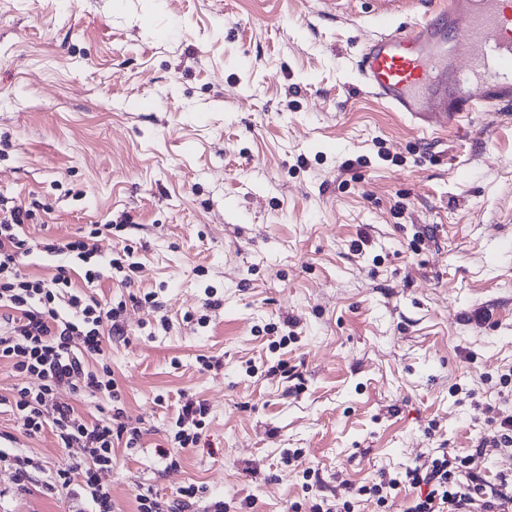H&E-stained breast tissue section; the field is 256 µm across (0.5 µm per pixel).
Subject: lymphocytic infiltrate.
I'll list each match as a JSON object with an SVG mask.
<instances>
[{
  "mask_svg": "<svg viewBox=\"0 0 512 512\" xmlns=\"http://www.w3.org/2000/svg\"><path fill=\"white\" fill-rule=\"evenodd\" d=\"M31 215L26 206L0 201V361L31 379L29 385L17 389L11 406L23 416L28 434L38 435L48 428L62 447L81 449L80 460L59 470L60 488L66 490L74 481H81L98 512H112V496L99 474L111 468L115 443L135 447L142 432L127 428L118 408L109 420H88L64 401L59 391L66 387L117 397L111 371L102 365L103 342L111 336H124L121 315L126 305L104 304L95 297L72 292L66 265L57 266L48 279L25 274L22 259L29 247L21 228ZM104 231V225L97 224L77 239L43 243L42 250L86 263L84 280L91 285L100 278L92 260L98 253L96 240ZM207 414L203 401H182L174 442L182 448L197 445ZM475 462L472 454L451 456L444 452L372 485L368 492L380 497L403 483L423 486L426 494L412 500L406 512H464L476 496L486 492Z\"/></svg>",
  "mask_w": 512,
  "mask_h": 512,
  "instance_id": "f902f5d3",
  "label": "lymphocytic infiltrate"
}]
</instances>
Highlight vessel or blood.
I'll use <instances>...</instances> for the list:
<instances>
[{
    "instance_id": "vessel-or-blood-1",
    "label": "vessel or blood",
    "mask_w": 512,
    "mask_h": 512,
    "mask_svg": "<svg viewBox=\"0 0 512 512\" xmlns=\"http://www.w3.org/2000/svg\"><path fill=\"white\" fill-rule=\"evenodd\" d=\"M396 23L385 0L354 66L362 86L423 134L463 130L473 113L512 108V0H420Z\"/></svg>"
}]
</instances>
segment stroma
Segmentation results:
<instances>
[{"mask_svg": "<svg viewBox=\"0 0 512 512\" xmlns=\"http://www.w3.org/2000/svg\"><path fill=\"white\" fill-rule=\"evenodd\" d=\"M375 0H0V199L31 204L24 273L87 225L117 399L142 431L103 474L115 512H311L448 451L512 485V116L422 140L351 68ZM131 247L129 274L108 261ZM206 325H199V317ZM209 414L172 448L181 395ZM0 512H70L76 448L0 405ZM179 460L169 466L161 450ZM298 451L289 460L285 451ZM199 488L193 484L182 488L180 499L166 501L162 498L152 495L138 494L136 499L138 503V512H194L191 510L196 504Z\"/></svg>", "mask_w": 512, "mask_h": 512, "instance_id": "1", "label": "stroma"}]
</instances>
